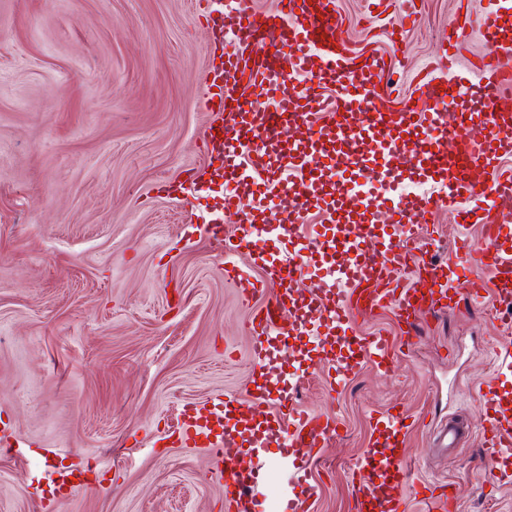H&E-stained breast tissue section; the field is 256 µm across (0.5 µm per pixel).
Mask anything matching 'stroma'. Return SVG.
Here are the masks:
<instances>
[{
	"mask_svg": "<svg viewBox=\"0 0 512 512\" xmlns=\"http://www.w3.org/2000/svg\"><path fill=\"white\" fill-rule=\"evenodd\" d=\"M395 76L412 90L457 12L489 0H419ZM350 34L378 47L403 12L368 17L337 0ZM216 50L195 0H0V429L21 456L0 455V512H40L32 486L47 453L89 467L92 489L55 512H224L206 449L172 436L181 407L246 399L249 315L224 278L223 240L205 230L209 200L167 193L205 168L201 102ZM480 228L434 212L423 241L444 257ZM492 296L423 316L389 369L363 363L339 385L298 386L300 410L335 415L340 439L313 466L311 512H355L356 458L376 416H409V481L448 484L458 512H512V485L484 478L480 387L502 343ZM465 423L457 447L438 426Z\"/></svg>",
	"mask_w": 512,
	"mask_h": 512,
	"instance_id": "stroma-1",
	"label": "stroma"
}]
</instances>
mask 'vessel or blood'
<instances>
[{
  "mask_svg": "<svg viewBox=\"0 0 512 512\" xmlns=\"http://www.w3.org/2000/svg\"><path fill=\"white\" fill-rule=\"evenodd\" d=\"M198 7L221 50L203 86L213 116L204 137L207 176L192 178L191 188L215 200L207 221L212 237L223 235L225 217L236 219L226 256L261 245L270 259L261 277L238 291L250 312L261 385L244 407L221 399L185 404L177 431L182 442L222 463L225 512H261L262 501L251 493L260 478L255 460L270 450L293 473L291 488L281 493L286 512H309L311 464L339 437L340 423L293 407L292 388L281 385L277 365L288 338L335 336V348L322 350L309 367L340 376L366 361L386 363L394 353L396 342L385 333H350L379 312L393 311L412 331L422 316L438 315L458 295L479 297L488 284L500 307H512V169L498 168L492 157L512 117V71L497 59L512 53L506 35L512 0H492L476 21L457 17L430 76L407 95L393 80L402 59L359 47L336 0H279L270 13L256 10L252 0H198ZM474 30L493 49L479 61L485 80L477 85L456 68L457 51ZM474 88L485 110L480 120L460 107ZM410 140L417 144L413 166L441 184L443 196L407 204L398 194L400 145ZM478 169L487 176L481 184L471 179ZM381 208L397 215L401 233L376 232ZM437 209L451 212L455 222L480 225L483 245L461 243L444 260L419 257L413 246L419 226ZM313 212L322 218L321 232L299 238L300 224ZM286 240L295 247L284 256ZM322 271L345 289L294 294L297 277ZM270 283L280 287L272 297ZM294 301L302 313L283 325ZM498 358L505 379L481 401L480 446L490 484L501 482L512 464V345ZM274 380L280 386L273 390ZM406 418L391 410L376 420L387 441L371 442L354 465L356 512H406ZM49 481L58 501L89 486L82 471L66 467L52 468ZM421 491L428 512H453L448 492L428 484Z\"/></svg>",
  "mask_w": 512,
  "mask_h": 512,
  "instance_id": "obj_1",
  "label": "vessel or blood"
}]
</instances>
